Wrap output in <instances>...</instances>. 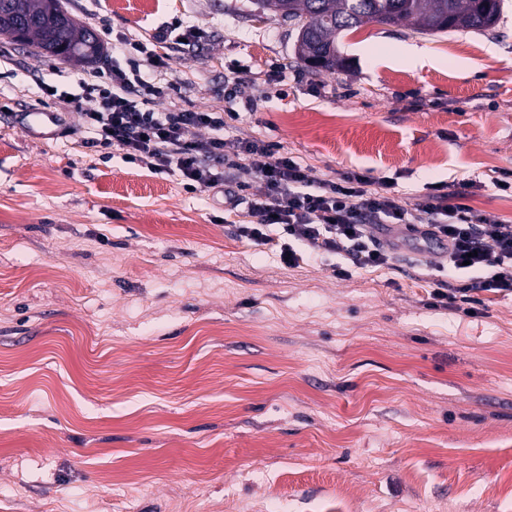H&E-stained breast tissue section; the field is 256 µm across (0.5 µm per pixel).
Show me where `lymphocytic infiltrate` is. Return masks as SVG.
Segmentation results:
<instances>
[{
	"label": "lymphocytic infiltrate",
	"instance_id": "obj_1",
	"mask_svg": "<svg viewBox=\"0 0 512 512\" xmlns=\"http://www.w3.org/2000/svg\"><path fill=\"white\" fill-rule=\"evenodd\" d=\"M181 36L156 45L119 39L115 51L126 62H112L78 81L79 94L51 89L52 98L89 100L79 112L84 147L115 149L125 162L155 174L178 175L191 193L222 194L225 210L248 204L254 223L238 227L240 237L258 245L276 244L280 259L294 265L301 247L318 255L340 256L333 273L388 264L405 232L423 242H439L448 268L467 269L476 290L512 291V226L490 224L465 204L453 202L446 187H432L414 206L372 189L366 175L313 178L308 169L282 153L278 144L250 136L227 143V121L220 112L174 109L158 112L154 101L166 93L154 81L168 68ZM263 157L260 186L251 189L246 161Z\"/></svg>",
	"mask_w": 512,
	"mask_h": 512
}]
</instances>
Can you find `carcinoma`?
Segmentation results:
<instances>
[{
  "label": "carcinoma",
  "mask_w": 512,
  "mask_h": 512,
  "mask_svg": "<svg viewBox=\"0 0 512 512\" xmlns=\"http://www.w3.org/2000/svg\"><path fill=\"white\" fill-rule=\"evenodd\" d=\"M60 0H0V36L30 45L39 55L89 64L87 53L101 44L90 29L78 24L62 8L50 16L49 2ZM260 12H271L298 21L295 56L315 70H333L343 65L338 49L341 34L367 23L414 24L428 34L493 29L503 9V0H253ZM29 21L20 36L10 28L14 17Z\"/></svg>",
  "instance_id": "obj_1"
}]
</instances>
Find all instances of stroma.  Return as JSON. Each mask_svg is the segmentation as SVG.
I'll return each instance as SVG.
<instances>
[{
	"label": "stroma",
	"mask_w": 512,
	"mask_h": 512,
	"mask_svg": "<svg viewBox=\"0 0 512 512\" xmlns=\"http://www.w3.org/2000/svg\"><path fill=\"white\" fill-rule=\"evenodd\" d=\"M99 36L194 32L154 109H235L226 140L411 205L435 183L512 225V0L487 31L371 23L312 72L252 0H62ZM404 42L441 63L389 62ZM495 54H488V47ZM87 65L0 37V512H512V292L430 307L438 246L335 277L236 234L247 205L31 137L45 82Z\"/></svg>",
	"instance_id": "1"
}]
</instances>
